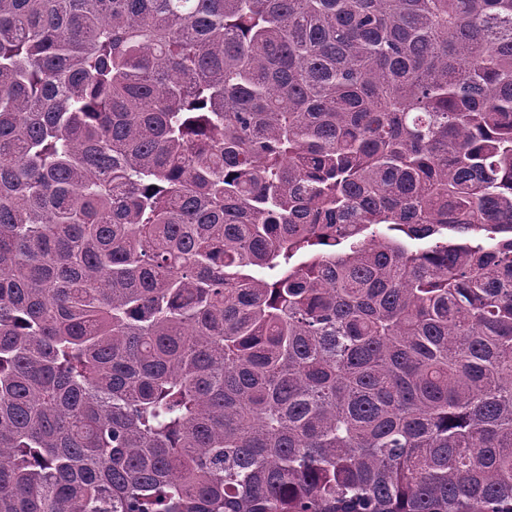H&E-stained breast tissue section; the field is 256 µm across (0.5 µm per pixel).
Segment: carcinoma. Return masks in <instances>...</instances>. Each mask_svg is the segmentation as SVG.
Instances as JSON below:
<instances>
[{
	"instance_id": "obj_1",
	"label": "carcinoma",
	"mask_w": 512,
	"mask_h": 512,
	"mask_svg": "<svg viewBox=\"0 0 512 512\" xmlns=\"http://www.w3.org/2000/svg\"><path fill=\"white\" fill-rule=\"evenodd\" d=\"M0 512H512V0H0Z\"/></svg>"
}]
</instances>
